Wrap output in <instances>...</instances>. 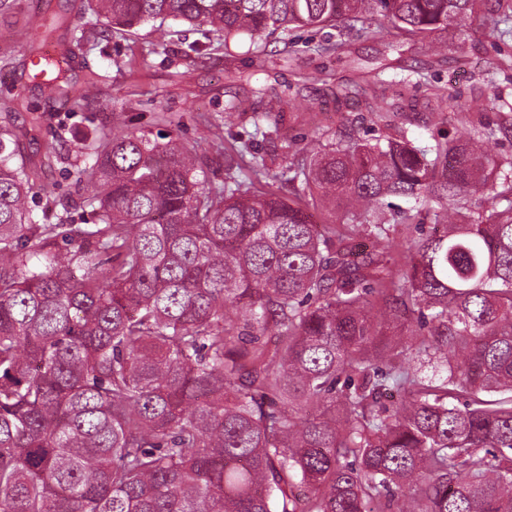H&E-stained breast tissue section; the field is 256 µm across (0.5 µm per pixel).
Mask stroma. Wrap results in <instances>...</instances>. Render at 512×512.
<instances>
[{"label": "stroma", "mask_w": 512, "mask_h": 512, "mask_svg": "<svg viewBox=\"0 0 512 512\" xmlns=\"http://www.w3.org/2000/svg\"><path fill=\"white\" fill-rule=\"evenodd\" d=\"M86 23L83 0H19L16 12L0 14V48L14 47L11 65L0 66V101L15 100L14 123L27 125L32 113L42 116L41 125L21 141L26 157L40 160L53 153L56 161L29 196L34 211H41L50 200H76L82 185L69 177L75 160L74 142L92 133L108 120L112 110H126L132 131L166 132L159 113L180 114L177 130L180 140L204 157L211 170L221 162L218 145H228L253 132V113L263 111L267 97L293 90L286 119L280 129L293 152H304L319 128L337 134L382 139L405 129L416 145L432 146L447 134L465 135L473 124L497 118V93L512 92V40L499 41L486 27L473 26L463 34L449 37L443 56L429 58L419 42L397 38L386 29L381 40H350L342 49L327 53L326 41L337 38L336 29L298 30L287 40L267 41L269 54L258 59L250 40L236 39L231 53L213 48L185 57L188 43L197 37L182 24L168 22L164 27L150 23L133 34H120L102 28L91 33L88 42L75 48L69 76L77 85L96 83L99 96L86 109L77 110L50 96L44 86L32 79L26 48L16 39L19 28L41 36V52L56 53L59 45L70 42L74 30ZM170 33L166 52L152 53L160 30ZM399 41L398 50L389 42ZM496 68L498 89L482 87V72ZM410 70L412 86L406 100L418 103L420 121L405 125L402 115L380 111L378 99L362 103L347 112H336L334 95L342 85H366L373 75L390 79ZM454 90L468 99L470 111L453 114L428 110L431 88ZM238 99L245 110L226 118L225 106Z\"/></svg>", "instance_id": "obj_1"}]
</instances>
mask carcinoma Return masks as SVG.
I'll use <instances>...</instances> for the list:
<instances>
[{"label": "carcinoma", "instance_id": "1", "mask_svg": "<svg viewBox=\"0 0 512 512\" xmlns=\"http://www.w3.org/2000/svg\"><path fill=\"white\" fill-rule=\"evenodd\" d=\"M86 0L91 27L171 19L229 44L381 16L425 52L512 0ZM33 78L82 109L60 60ZM440 112L462 96L434 93ZM462 139L327 130L288 193L255 187L288 98L256 116L270 151L224 149V178L173 131L76 144L72 203L26 205L53 155L0 106V512H512V105ZM410 203L395 208L394 200ZM62 206L57 211L56 206ZM319 206L325 224L309 219ZM89 213L68 223L70 209ZM441 231L392 250L400 224ZM376 241L359 250L354 238ZM403 397L386 404L389 391Z\"/></svg>", "mask_w": 512, "mask_h": 512}]
</instances>
